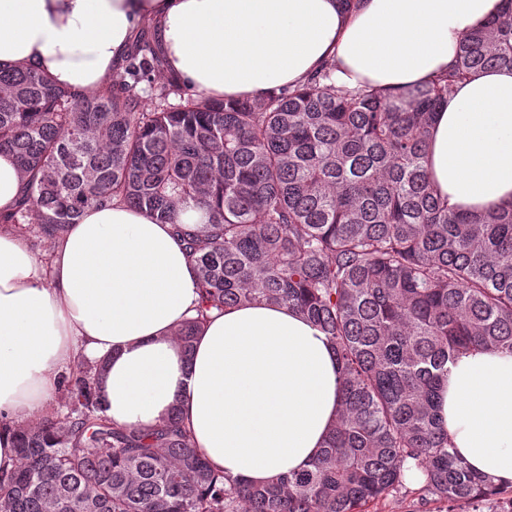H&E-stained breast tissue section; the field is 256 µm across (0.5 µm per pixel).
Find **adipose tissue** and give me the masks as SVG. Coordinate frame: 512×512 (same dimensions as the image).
<instances>
[{
	"label": "adipose tissue",
	"mask_w": 512,
	"mask_h": 512,
	"mask_svg": "<svg viewBox=\"0 0 512 512\" xmlns=\"http://www.w3.org/2000/svg\"><path fill=\"white\" fill-rule=\"evenodd\" d=\"M498 0H0V67L33 64L91 92L152 20L178 81L211 98L258 97L335 62L336 86L400 98L455 61ZM449 206L512 202V70L459 84L436 113L427 156ZM199 289L176 227L120 204L87 209L41 262L0 228V417L51 410L74 361L104 360L113 422L144 431L179 411L215 469L261 484L309 464L339 411L340 370L308 320L265 304L211 312L185 359L175 328ZM444 427L481 475L512 482V354L450 365Z\"/></svg>",
	"instance_id": "obj_1"
}]
</instances>
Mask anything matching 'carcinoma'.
I'll return each mask as SVG.
<instances>
[{"label":"carcinoma","mask_w":512,"mask_h":512,"mask_svg":"<svg viewBox=\"0 0 512 512\" xmlns=\"http://www.w3.org/2000/svg\"><path fill=\"white\" fill-rule=\"evenodd\" d=\"M162 64L140 39L88 93L32 65L0 68V152L24 179L0 223L53 239L86 208L119 202L179 225L200 289L175 332L186 355L214 309H294L336 355L337 421L305 469L243 484L211 468L175 410L150 432L112 423L102 367L79 361L62 408L13 430L0 512H367L403 488L410 459L439 502L512 489L473 473L437 413L459 355L512 354V205L460 212L426 167L434 115L458 84L512 69V0L400 102L336 87L330 64L301 86L228 102L157 80ZM189 212L198 220L183 227Z\"/></svg>","instance_id":"1"}]
</instances>
